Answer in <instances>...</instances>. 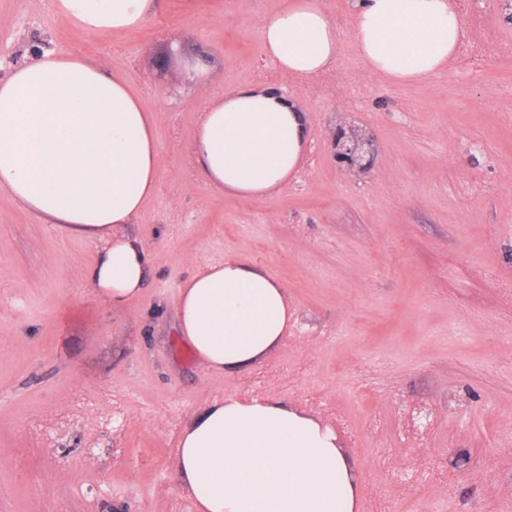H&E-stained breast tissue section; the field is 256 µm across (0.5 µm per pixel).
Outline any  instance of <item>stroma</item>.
Instances as JSON below:
<instances>
[{"instance_id": "35a3bbf8", "label": "stroma", "mask_w": 512, "mask_h": 512, "mask_svg": "<svg viewBox=\"0 0 512 512\" xmlns=\"http://www.w3.org/2000/svg\"><path fill=\"white\" fill-rule=\"evenodd\" d=\"M183 0L105 38L52 0H0V78L40 44L123 73L156 118L162 177L133 232L148 269L115 306L87 286L101 242L33 217L0 190V512H195L176 479L187 417L273 397L335 429L359 512H512V23L474 0L467 42L497 54L417 85L357 56L355 0H320L335 65L297 82L262 62L260 24L288 0ZM179 54L165 76L155 58ZM204 89L185 83L196 54ZM266 84L296 98L310 143L281 190H212L192 144L206 97ZM350 122L378 152L353 175L330 135ZM243 258L288 290V336L246 371L204 370L175 323L183 280Z\"/></svg>"}]
</instances>
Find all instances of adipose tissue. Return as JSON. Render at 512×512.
Here are the masks:
<instances>
[{"label":"adipose tissue","instance_id":"ef3b65f1","mask_svg":"<svg viewBox=\"0 0 512 512\" xmlns=\"http://www.w3.org/2000/svg\"><path fill=\"white\" fill-rule=\"evenodd\" d=\"M162 0H54L59 15L107 36L139 27ZM358 57L397 84H419L456 57L465 22L449 0H356ZM263 56L308 81L336 61L339 34L319 0H290L260 24ZM309 139L300 104L272 86L207 99L193 140L209 184L246 198L283 187ZM153 114L129 80L49 49L0 79V189L77 238L107 241L88 286L112 304L137 295L144 249L130 227L156 194ZM177 330L208 371L261 362L288 335V292L240 258L204 265L179 289ZM196 512H358L360 482L335 431L270 398L216 400L189 415L177 450Z\"/></svg>","mask_w":512,"mask_h":512}]
</instances>
